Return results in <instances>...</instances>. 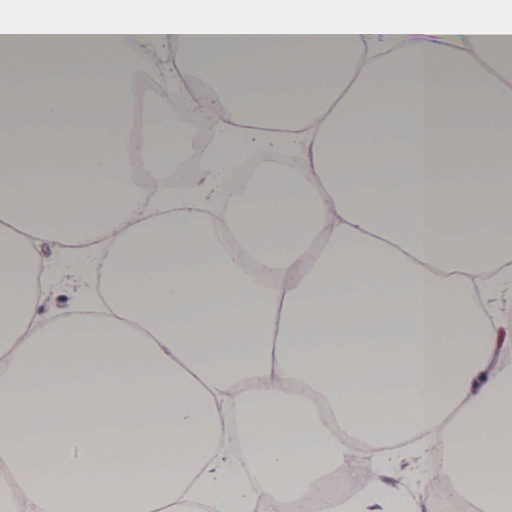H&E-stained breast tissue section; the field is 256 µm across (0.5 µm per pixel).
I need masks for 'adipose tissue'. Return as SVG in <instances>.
<instances>
[{"label": "adipose tissue", "instance_id": "obj_1", "mask_svg": "<svg viewBox=\"0 0 512 512\" xmlns=\"http://www.w3.org/2000/svg\"><path fill=\"white\" fill-rule=\"evenodd\" d=\"M439 2L0 0V512H420L402 441L512 512V321L470 306L512 287V0ZM184 48L224 101L200 168L262 160L220 220L128 174L183 139L133 63ZM101 237L105 316L38 318L39 245ZM328 492L336 493V496L347 497L353 493V489L345 474L336 471L328 475L325 485L317 489L315 495L321 497Z\"/></svg>", "mask_w": 512, "mask_h": 512}]
</instances>
